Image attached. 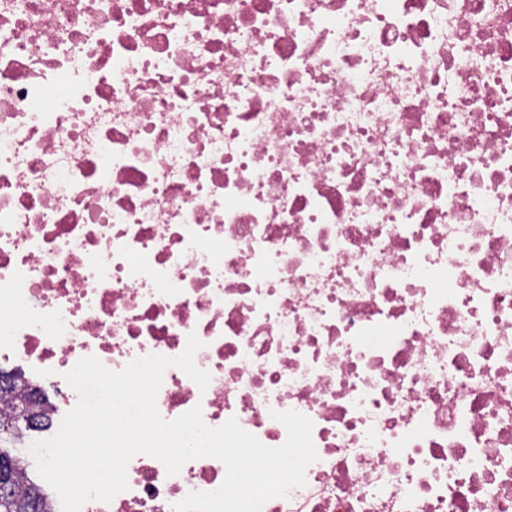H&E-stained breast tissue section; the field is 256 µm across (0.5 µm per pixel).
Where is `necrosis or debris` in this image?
I'll return each instance as SVG.
<instances>
[{
	"label": "necrosis or debris",
	"mask_w": 512,
	"mask_h": 512,
	"mask_svg": "<svg viewBox=\"0 0 512 512\" xmlns=\"http://www.w3.org/2000/svg\"><path fill=\"white\" fill-rule=\"evenodd\" d=\"M192 332L162 418L314 423L262 512H512V0H0V357L57 415Z\"/></svg>",
	"instance_id": "obj_1"
}]
</instances>
